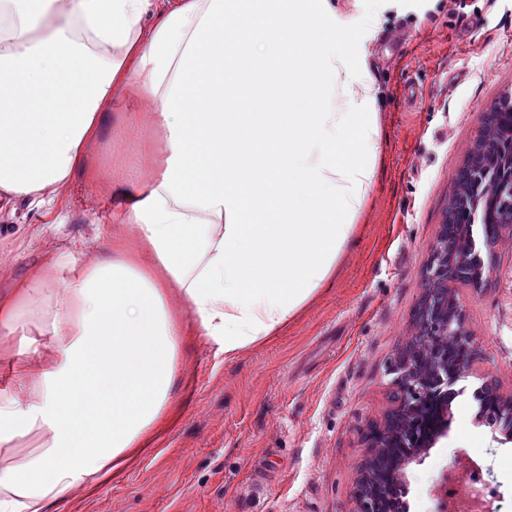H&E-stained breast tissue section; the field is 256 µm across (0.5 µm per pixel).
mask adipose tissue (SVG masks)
I'll return each instance as SVG.
<instances>
[{
  "label": "adipose tissue",
  "instance_id": "ef3b65f1",
  "mask_svg": "<svg viewBox=\"0 0 512 512\" xmlns=\"http://www.w3.org/2000/svg\"><path fill=\"white\" fill-rule=\"evenodd\" d=\"M330 0H0V210L78 177L121 233L0 289V512L97 484L172 414L185 317L232 357L267 340L350 243L378 150ZM306 96L312 108L294 112ZM151 108L150 169L93 152ZM132 232L128 246L124 232ZM175 293L183 312L168 305Z\"/></svg>",
  "mask_w": 512,
  "mask_h": 512
}]
</instances>
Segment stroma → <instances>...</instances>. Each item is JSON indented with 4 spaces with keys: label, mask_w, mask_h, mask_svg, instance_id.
<instances>
[{
    "label": "stroma",
    "mask_w": 512,
    "mask_h": 512,
    "mask_svg": "<svg viewBox=\"0 0 512 512\" xmlns=\"http://www.w3.org/2000/svg\"><path fill=\"white\" fill-rule=\"evenodd\" d=\"M357 75L380 87L379 154L331 280L277 336L230 359L191 337L174 385L177 416L153 444L73 507L50 512H354L365 434L395 404L388 365L414 334V310L448 209L450 174L476 141L479 115L512 95V0H335ZM417 81L421 94L403 90ZM112 204L76 178L50 213L0 216V281L47 250L94 252L112 232ZM503 274L459 287L480 365L512 389V231L500 234ZM491 425L450 426L408 470L409 512H434L448 467L493 470L496 512H512V446Z\"/></svg>",
    "instance_id": "1"
}]
</instances>
